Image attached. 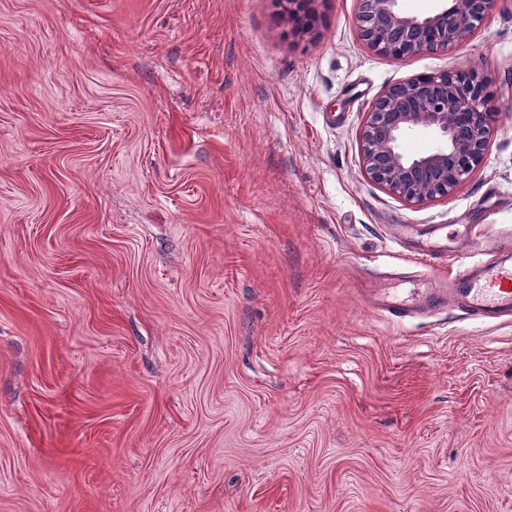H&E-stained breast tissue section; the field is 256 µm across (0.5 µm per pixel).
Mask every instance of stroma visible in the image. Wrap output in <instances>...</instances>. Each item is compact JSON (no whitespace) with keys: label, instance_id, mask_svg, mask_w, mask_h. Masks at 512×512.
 Wrapping results in <instances>:
<instances>
[{"label":"stroma","instance_id":"35a3bbf8","mask_svg":"<svg viewBox=\"0 0 512 512\" xmlns=\"http://www.w3.org/2000/svg\"><path fill=\"white\" fill-rule=\"evenodd\" d=\"M0 0V512H512V319L397 322L395 241L512 234V0L395 60L358 0ZM478 71L498 131L420 205L374 100ZM277 2L284 4V12L294 23V34H306L314 29L317 13L313 4L316 0H278Z\"/></svg>","mask_w":512,"mask_h":512}]
</instances>
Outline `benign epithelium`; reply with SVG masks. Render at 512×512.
Listing matches in <instances>:
<instances>
[{
	"instance_id": "benign-epithelium-1",
	"label": "benign epithelium",
	"mask_w": 512,
	"mask_h": 512,
	"mask_svg": "<svg viewBox=\"0 0 512 512\" xmlns=\"http://www.w3.org/2000/svg\"><path fill=\"white\" fill-rule=\"evenodd\" d=\"M316 0H278L294 23L293 33L314 29ZM500 0H469V7L442 5L423 15L411 14L400 0H359L356 27L376 53L407 59L447 51L467 40ZM496 106L489 81L469 74L460 83L452 73L416 76L379 95L366 112L360 131L366 176L388 193L411 204L450 196L484 162L497 132ZM429 130L438 149L410 154L404 140Z\"/></svg>"
}]
</instances>
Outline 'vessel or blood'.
<instances>
[{"label": "vessel or blood", "instance_id": "obj_1", "mask_svg": "<svg viewBox=\"0 0 512 512\" xmlns=\"http://www.w3.org/2000/svg\"><path fill=\"white\" fill-rule=\"evenodd\" d=\"M451 306L484 321L512 316V256L468 265L429 288H390L374 301L377 311L400 321Z\"/></svg>", "mask_w": 512, "mask_h": 512}]
</instances>
